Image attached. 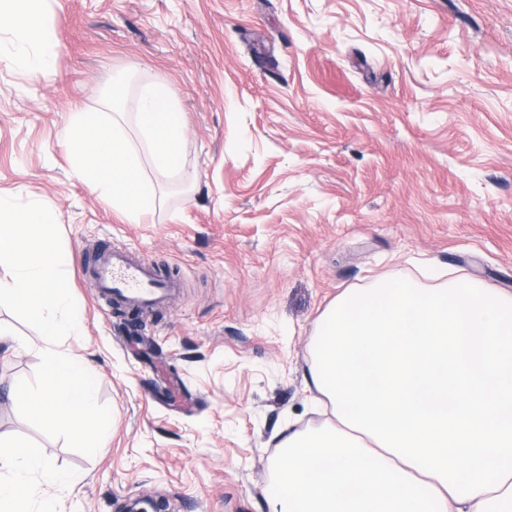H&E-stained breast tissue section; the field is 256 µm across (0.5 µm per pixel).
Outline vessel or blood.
Returning <instances> with one entry per match:
<instances>
[{"mask_svg": "<svg viewBox=\"0 0 512 512\" xmlns=\"http://www.w3.org/2000/svg\"><path fill=\"white\" fill-rule=\"evenodd\" d=\"M96 288L109 293L133 309L160 303L177 283L162 278L152 263L114 251L103 256L93 270Z\"/></svg>", "mask_w": 512, "mask_h": 512, "instance_id": "vessel-or-blood-1", "label": "vessel or blood"}]
</instances>
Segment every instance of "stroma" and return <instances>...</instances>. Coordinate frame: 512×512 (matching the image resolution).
Wrapping results in <instances>:
<instances>
[{"instance_id":"35a3bbf8","label":"stroma","mask_w":512,"mask_h":512,"mask_svg":"<svg viewBox=\"0 0 512 512\" xmlns=\"http://www.w3.org/2000/svg\"><path fill=\"white\" fill-rule=\"evenodd\" d=\"M56 57L12 62L0 27V197L54 210L84 332L61 345L111 409L93 456L24 421L9 388L42 339L0 307V438L77 475L57 512H269L289 429L325 414L307 346L338 295L378 279L475 278L512 292V0H48ZM166 83L185 114L178 174L123 221L72 173L69 112L108 82ZM130 247L176 276L140 318L82 279ZM169 503L166 498L138 496L126 500L116 512H168Z\"/></svg>"}]
</instances>
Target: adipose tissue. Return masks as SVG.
Wrapping results in <instances>:
<instances>
[{
    "instance_id": "1",
    "label": "adipose tissue",
    "mask_w": 512,
    "mask_h": 512,
    "mask_svg": "<svg viewBox=\"0 0 512 512\" xmlns=\"http://www.w3.org/2000/svg\"><path fill=\"white\" fill-rule=\"evenodd\" d=\"M43 71L56 55L42 0H0ZM333 419L284 437L270 512H507L512 507V293L465 278L378 280L345 292L309 343ZM0 512H55L76 477L0 441Z\"/></svg>"
}]
</instances>
